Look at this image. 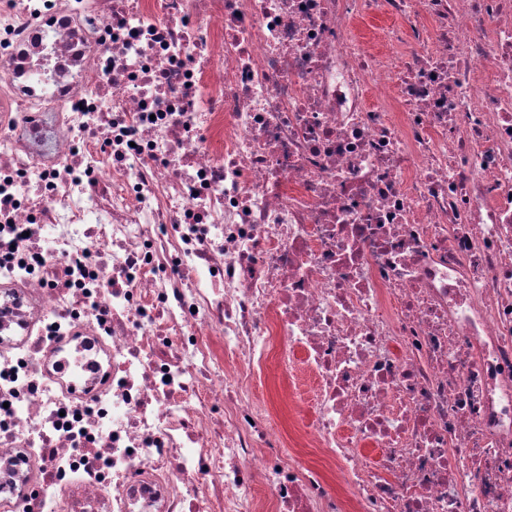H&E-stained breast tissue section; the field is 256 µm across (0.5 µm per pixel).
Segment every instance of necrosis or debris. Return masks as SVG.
<instances>
[{"instance_id": "4bbe7bcc", "label": "necrosis or debris", "mask_w": 512, "mask_h": 512, "mask_svg": "<svg viewBox=\"0 0 512 512\" xmlns=\"http://www.w3.org/2000/svg\"><path fill=\"white\" fill-rule=\"evenodd\" d=\"M267 503L512 512V0H0V512ZM386 23H389L386 19L357 20L353 24V33L372 51H384L385 47L378 40V34ZM268 393L274 400L277 408L278 418L276 422L281 429H284V436L286 435V441L288 442V432L294 434L298 429L302 413L299 414L297 410H288V404H290L288 390L283 386L280 371L274 360L271 361L267 371L266 385L258 390L260 396H267Z\"/></svg>"}]
</instances>
